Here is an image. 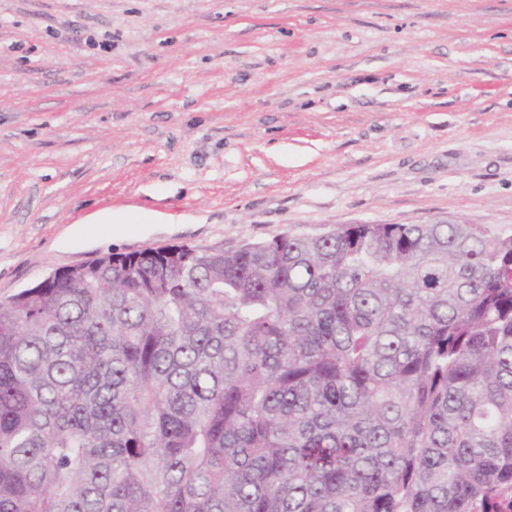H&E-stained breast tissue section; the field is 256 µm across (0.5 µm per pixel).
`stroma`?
Wrapping results in <instances>:
<instances>
[{"label": "stroma", "instance_id": "1", "mask_svg": "<svg viewBox=\"0 0 512 512\" xmlns=\"http://www.w3.org/2000/svg\"><path fill=\"white\" fill-rule=\"evenodd\" d=\"M439 220L512 235V0H0L1 298Z\"/></svg>", "mask_w": 512, "mask_h": 512}]
</instances>
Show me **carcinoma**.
Returning a JSON list of instances; mask_svg holds the SVG:
<instances>
[{
    "label": "carcinoma",
    "mask_w": 512,
    "mask_h": 512,
    "mask_svg": "<svg viewBox=\"0 0 512 512\" xmlns=\"http://www.w3.org/2000/svg\"><path fill=\"white\" fill-rule=\"evenodd\" d=\"M512 235L342 224L0 298V512H501Z\"/></svg>",
    "instance_id": "obj_1"
}]
</instances>
